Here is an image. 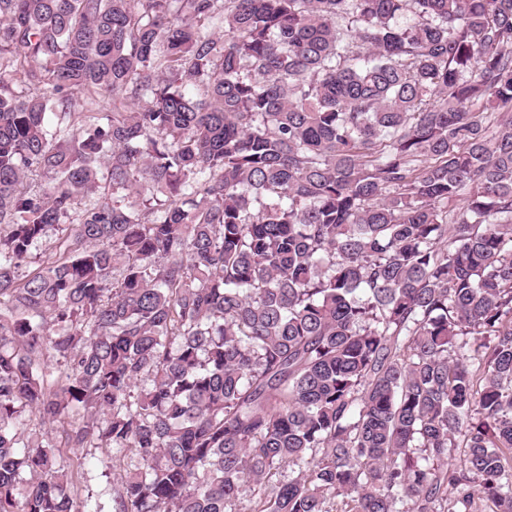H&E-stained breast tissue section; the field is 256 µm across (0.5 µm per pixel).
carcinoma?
Segmentation results:
<instances>
[{
    "instance_id": "carcinoma-1",
    "label": "carcinoma",
    "mask_w": 512,
    "mask_h": 512,
    "mask_svg": "<svg viewBox=\"0 0 512 512\" xmlns=\"http://www.w3.org/2000/svg\"><path fill=\"white\" fill-rule=\"evenodd\" d=\"M26 410L116 512H512V0H0V512H74ZM62 458L67 464L80 463L84 472L81 484L75 487V508L78 512L94 511L95 501L105 502V509L112 507L108 496H98L103 489H112L125 474L129 458L112 456L110 448H61ZM62 460V461H63ZM64 462V464H66ZM93 493V497H88ZM99 499V500H98Z\"/></svg>"
}]
</instances>
